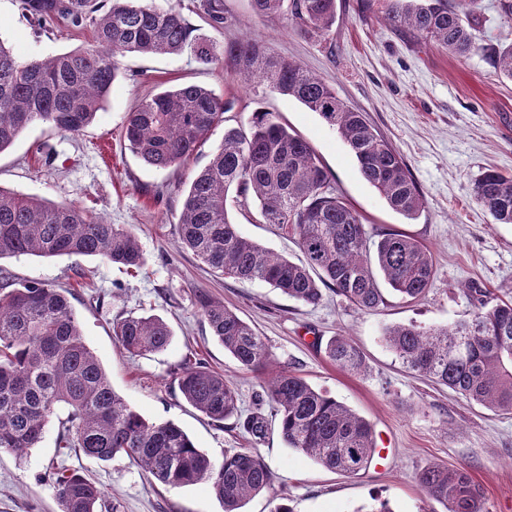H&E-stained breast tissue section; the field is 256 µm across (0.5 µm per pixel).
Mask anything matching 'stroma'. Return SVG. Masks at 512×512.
Masks as SVG:
<instances>
[{
	"instance_id": "stroma-1",
	"label": "stroma",
	"mask_w": 512,
	"mask_h": 512,
	"mask_svg": "<svg viewBox=\"0 0 512 512\" xmlns=\"http://www.w3.org/2000/svg\"><path fill=\"white\" fill-rule=\"evenodd\" d=\"M382 0H336L329 36L301 33L287 15L258 18L249 0H224L231 25L208 29L223 44L251 34L268 52L298 61L331 84L339 98L367 113L375 129L401 153L424 198L417 219L395 213L365 182L349 147L335 130L296 99L247 88L232 64H204L183 55L127 54L96 121L70 137L49 125H30L0 152V188L47 202L73 203L104 222L128 228L146 258L143 269L93 257H6L0 268L19 280L55 283L70 301L84 340L108 374L114 391L148 421L179 425L215 461L226 451L255 447L274 473L271 490L245 501L242 512H369L387 501L392 512H445L429 498L417 474L431 464L466 468L488 512H512V415L466 402L448 388L409 372L384 340L397 324L443 326L468 318L478 302L475 282L493 297L512 300V224H501L472 197L473 180L496 169L512 174V80L500 74L493 52L512 43V19L498 0H477L472 33L482 54L458 57L429 43L398 36L382 19ZM0 41L27 62L87 46L92 33L65 21L37 26L21 0H0ZM209 89L230 111L224 126L180 167L147 166L124 140L128 114L140 99L181 85ZM277 113L281 122L318 154L337 195L364 224L395 229L431 253L435 276L413 303L387 295L366 312L326 293L315 307L288 299L260 281L215 276L191 251L178 247L184 192L224 141L225 126L247 125L252 112ZM240 234L274 253L297 258L298 248L261 221L255 205L228 198ZM86 280H79V273ZM223 300L264 340L272 368H287L327 392L373 427L378 454L364 470L343 475L287 447L278 430L251 445L237 418L211 421L181 396L176 375L195 361L224 375L239 392L241 413L255 410L265 376L242 369L211 336L197 295ZM127 315H156L172 336L160 352L129 356L112 337V322ZM350 335L366 371H341L325 354L331 336ZM58 408L38 447L24 456L0 452V512H61L52 471L64 465L95 482L116 512H224L207 483L170 488L150 479L127 457L90 461L58 445Z\"/></svg>"
}]
</instances>
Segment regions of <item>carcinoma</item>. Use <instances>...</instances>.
Here are the masks:
<instances>
[{
	"label": "carcinoma",
	"instance_id": "obj_1",
	"mask_svg": "<svg viewBox=\"0 0 512 512\" xmlns=\"http://www.w3.org/2000/svg\"><path fill=\"white\" fill-rule=\"evenodd\" d=\"M22 0L39 26L58 19L91 28L94 44L45 59L20 63L0 43V151L35 122L72 136L96 118L127 53H187L202 63L232 61L253 88L292 97L341 136L353 152L361 177L388 206L407 219L425 208V198L398 151L372 126L366 113L349 107L325 80L298 63L266 53L246 38L214 44L175 10L151 0ZM385 22L415 41H431L466 57L485 51L470 32L466 0H385ZM257 17L288 18L299 31L321 37L336 24V0H250ZM209 24H226L224 0H201ZM512 80V45L495 53ZM224 102L199 85H183L142 99L129 112L124 138L146 164L179 167L214 127L224 121ZM236 188L242 202L258 204L261 217L294 240L304 260L296 263L243 237L228 215ZM475 201L501 224H512V175L482 172L473 182ZM178 238L183 248L220 275L258 280L288 298L315 307L329 289L350 306L371 311L385 303L380 282L405 302L425 296L434 280L430 252L415 238L392 229L369 230L359 214L330 185L310 144L291 133L273 112L255 111L248 128L224 129V142L209 165L191 180ZM98 257L139 270L145 256L135 236L72 203L51 204L0 188V259ZM473 315L440 328L395 325L385 334L389 348L412 373L445 386L469 402L512 414V303L485 289ZM70 290L45 282L17 284L0 277V451L17 455L35 448L61 404L59 441L84 457L108 461L127 457L171 487L209 484L224 512H239L252 495L272 488L274 474L247 450L213 461L173 422L153 423L132 410L112 389L97 357L86 345L68 298ZM202 315L211 331L245 370L267 369L269 351L256 331L224 302L201 292ZM112 334L132 356L165 349L167 323L156 316L112 321ZM340 369L364 372V359L343 334L325 348ZM185 401L215 422L239 413V394L224 375L197 364L177 373ZM271 414L262 410L264 401ZM287 446L323 467L354 475L371 462L376 445L370 423L335 398L286 369L271 373L265 395L240 427L250 442L265 440L271 419ZM427 495L446 512H488L478 485L463 468L430 465L418 473ZM61 512H99L101 490L75 469L61 468L55 480Z\"/></svg>",
	"mask_w": 512,
	"mask_h": 512
}]
</instances>
